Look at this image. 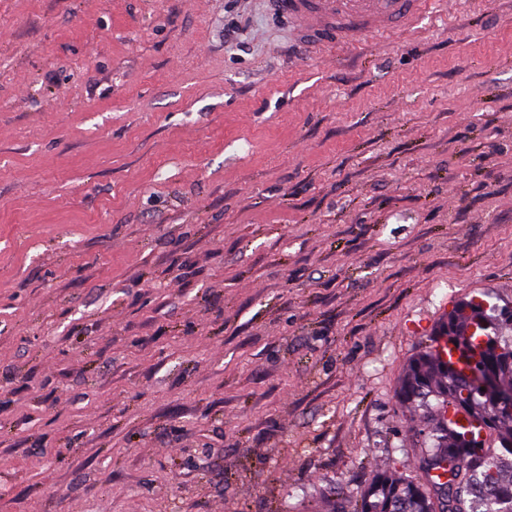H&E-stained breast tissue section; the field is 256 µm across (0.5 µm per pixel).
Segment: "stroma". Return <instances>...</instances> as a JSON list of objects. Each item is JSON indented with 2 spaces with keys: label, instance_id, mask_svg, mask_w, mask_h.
I'll return each instance as SVG.
<instances>
[{
  "label": "stroma",
  "instance_id": "1",
  "mask_svg": "<svg viewBox=\"0 0 512 512\" xmlns=\"http://www.w3.org/2000/svg\"><path fill=\"white\" fill-rule=\"evenodd\" d=\"M313 48L269 0H0V512H328L512 307V0Z\"/></svg>",
  "mask_w": 512,
  "mask_h": 512
}]
</instances>
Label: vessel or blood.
Wrapping results in <instances>:
<instances>
[{"instance_id":"vessel-or-blood-1","label":"vessel or blood","mask_w":512,"mask_h":512,"mask_svg":"<svg viewBox=\"0 0 512 512\" xmlns=\"http://www.w3.org/2000/svg\"><path fill=\"white\" fill-rule=\"evenodd\" d=\"M276 11L307 41L333 46L362 34L413 24L429 0H273Z\"/></svg>"}]
</instances>
